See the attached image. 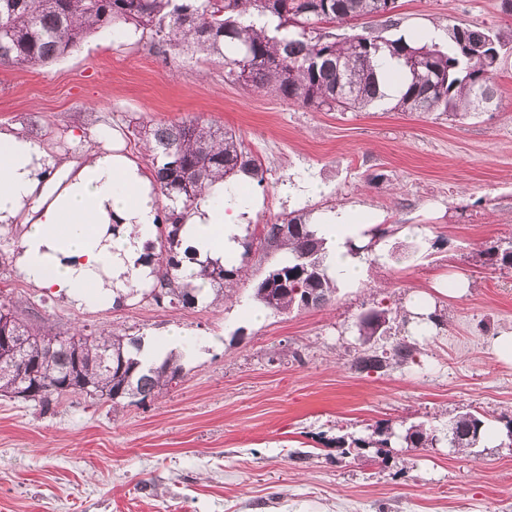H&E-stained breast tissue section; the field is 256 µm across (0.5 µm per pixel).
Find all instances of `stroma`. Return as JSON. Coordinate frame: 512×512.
<instances>
[{
	"instance_id": "stroma-1",
	"label": "stroma",
	"mask_w": 512,
	"mask_h": 512,
	"mask_svg": "<svg viewBox=\"0 0 512 512\" xmlns=\"http://www.w3.org/2000/svg\"><path fill=\"white\" fill-rule=\"evenodd\" d=\"M398 34L479 24L508 32L500 0H398ZM200 118L239 134L265 170L240 177L253 200L250 247L232 300L172 309L134 297L87 308L28 283L14 254L23 225L0 228V290L23 321L75 331L195 339L182 381L146 405L63 397L42 412L0 397V512H512V364L491 350L512 333V272L484 251L512 240V56L491 111H318L225 81L222 63L163 54L150 35L111 31L37 69L0 65V127L78 162L72 133L150 169L140 124ZM305 209L348 213L365 275L322 307L262 311L253 289L280 251L256 246L263 225ZM452 274L467 292L448 297ZM434 323L419 333L413 297ZM388 308L389 335L363 343L358 321ZM415 344L414 360L353 366L363 348ZM497 428L460 451L409 448L407 427L445 432L460 413ZM388 427V446L370 443ZM357 441L342 453L337 439Z\"/></svg>"
}]
</instances>
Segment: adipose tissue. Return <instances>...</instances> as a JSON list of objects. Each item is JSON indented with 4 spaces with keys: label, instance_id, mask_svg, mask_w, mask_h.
<instances>
[{
    "label": "adipose tissue",
    "instance_id": "ef3b65f1",
    "mask_svg": "<svg viewBox=\"0 0 512 512\" xmlns=\"http://www.w3.org/2000/svg\"><path fill=\"white\" fill-rule=\"evenodd\" d=\"M51 164L39 140L0 129V224L26 227L15 254L23 278L86 306L114 302L152 281L155 265L145 246L161 217L148 173L107 147L89 150L82 163L58 172ZM251 211L245 194L226 197L220 180L184 210L185 273L234 254ZM112 223L120 224L118 234L109 233ZM363 230L344 215L318 227L330 271L343 283L355 285L364 277L362 263L347 248Z\"/></svg>",
    "mask_w": 512,
    "mask_h": 512
}]
</instances>
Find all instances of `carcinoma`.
<instances>
[{
  "mask_svg": "<svg viewBox=\"0 0 512 512\" xmlns=\"http://www.w3.org/2000/svg\"><path fill=\"white\" fill-rule=\"evenodd\" d=\"M396 0H0V65L42 67L70 53L91 33L132 27L151 35L164 52L204 55L224 61V79L250 90L315 110L361 112H442L462 119L480 111L483 98H494L501 60L512 50V36L475 25L448 30L447 50L403 36L371 33L336 39L321 30L326 23L380 18L398 27L396 14H381ZM397 61L404 81L399 95L387 94L378 73L384 56ZM151 158V176L168 201L166 223L158 225L150 249L158 270L148 288L133 289L157 304L190 307L204 288L217 305L242 273L226 262L203 263L184 276L178 233L181 214L219 177L227 185L240 174L265 181L261 164L236 134L199 119L144 124L139 131ZM260 242L284 252L254 288V299L271 313L326 304L336 291L329 274L327 247L310 222V213L293 211L262 225ZM491 267L512 268V240L485 250ZM12 299L0 295V395L38 380L36 401L50 409L49 397L75 396L95 403L122 400L142 404L178 385L179 360L146 367L139 360L142 338L104 331L51 335L20 321ZM416 347L394 343L381 353L363 352L354 361L361 372L380 371L414 358ZM484 420L457 415L444 438L450 448H472ZM408 448L439 441L436 429L422 424L405 430Z\"/></svg>",
  "mask_w": 512,
  "mask_h": 512,
  "instance_id": "obj_1",
  "label": "carcinoma"
}]
</instances>
